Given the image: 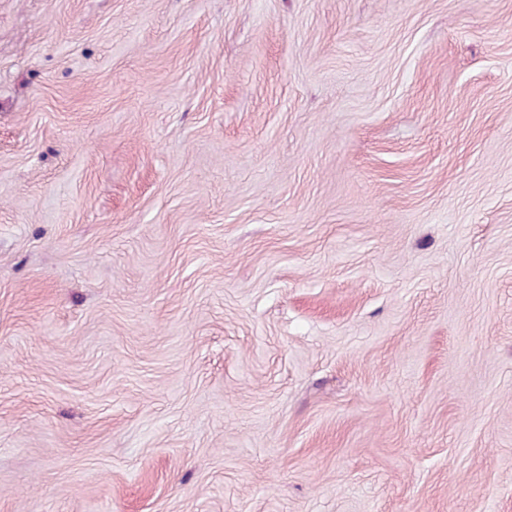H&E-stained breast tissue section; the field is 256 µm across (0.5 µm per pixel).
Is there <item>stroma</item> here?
Returning a JSON list of instances; mask_svg holds the SVG:
<instances>
[{
	"mask_svg": "<svg viewBox=\"0 0 512 512\" xmlns=\"http://www.w3.org/2000/svg\"><path fill=\"white\" fill-rule=\"evenodd\" d=\"M0 512H512V0H0Z\"/></svg>",
	"mask_w": 512,
	"mask_h": 512,
	"instance_id": "obj_1",
	"label": "stroma"
}]
</instances>
